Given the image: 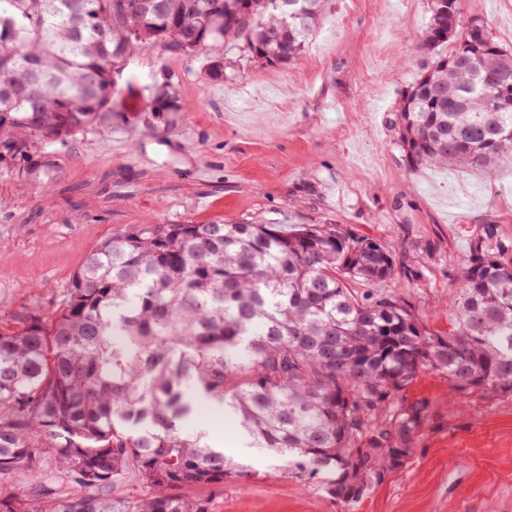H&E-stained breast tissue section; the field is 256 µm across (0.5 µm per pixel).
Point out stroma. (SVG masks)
Instances as JSON below:
<instances>
[{"mask_svg": "<svg viewBox=\"0 0 512 512\" xmlns=\"http://www.w3.org/2000/svg\"><path fill=\"white\" fill-rule=\"evenodd\" d=\"M431 0H328L300 62L253 58L224 44V78L206 60L148 47L128 62L109 121L36 151L55 164L39 183L0 165V321L57 308L74 272L106 240L148 224H342L379 239L418 273L390 281L433 330L454 319L452 277L487 224L512 240V165L494 176L465 167L411 171L388 127L421 71L416 45ZM512 49V0H463ZM167 87L178 105L156 112ZM408 398L435 415L404 471L344 508L272 472L209 495V512H512V393L450 394L420 374ZM197 425L233 457L241 444L222 408Z\"/></svg>", "mask_w": 512, "mask_h": 512, "instance_id": "35a3bbf8", "label": "stroma"}]
</instances>
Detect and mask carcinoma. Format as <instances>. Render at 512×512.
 Returning <instances> with one entry per match:
<instances>
[{
	"label": "carcinoma",
	"mask_w": 512,
	"mask_h": 512,
	"mask_svg": "<svg viewBox=\"0 0 512 512\" xmlns=\"http://www.w3.org/2000/svg\"><path fill=\"white\" fill-rule=\"evenodd\" d=\"M326 0H0V163L47 180L34 142L64 143L112 113L117 76L147 45L206 54L224 41L299 61ZM433 0L421 73L389 117L414 170L512 164V51L460 0ZM454 43L446 51L448 43ZM495 241L489 247L487 241ZM417 272L341 224H152L110 238L47 314L0 324V512H208L255 475L195 428L224 408L243 447L343 507L403 470L433 419L423 372L481 397L512 393V241L484 226L458 267L453 328L427 327L375 288ZM135 479L144 497L121 492Z\"/></svg>",
	"instance_id": "cac0c4a2"
}]
</instances>
